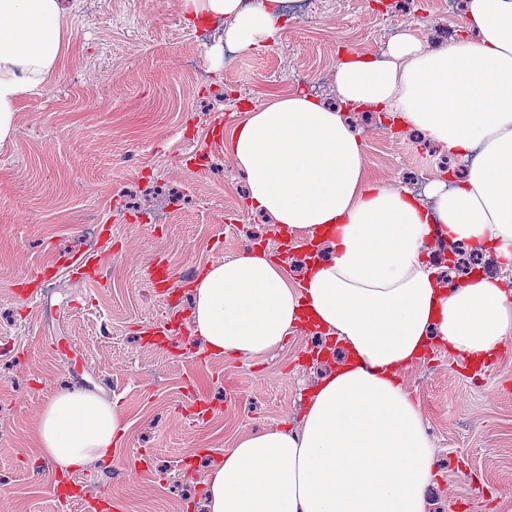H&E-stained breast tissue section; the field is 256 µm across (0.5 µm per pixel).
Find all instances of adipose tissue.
<instances>
[{
  "mask_svg": "<svg viewBox=\"0 0 512 512\" xmlns=\"http://www.w3.org/2000/svg\"><path fill=\"white\" fill-rule=\"evenodd\" d=\"M195 21L223 17L224 38L250 52L275 40L277 0H182ZM69 49L61 0H0V147L20 104ZM335 109L299 91L246 109L229 136L252 209L281 233L329 244L293 282L253 247L208 265L193 283V332L209 352L256 359L302 324L347 357L324 376L296 428L238 436L204 480L207 512H428L436 451L401 372L430 344L481 361L512 340V289L475 272L448 285L429 260L435 232L493 253L512 271V0H463L448 44L405 29L372 57L334 73ZM367 109L409 127L463 177L425 196L371 179L364 143L342 114ZM126 430L122 410L81 389L58 391L34 426L60 472L104 461Z\"/></svg>",
  "mask_w": 512,
  "mask_h": 512,
  "instance_id": "adipose-tissue-1",
  "label": "adipose tissue"
}]
</instances>
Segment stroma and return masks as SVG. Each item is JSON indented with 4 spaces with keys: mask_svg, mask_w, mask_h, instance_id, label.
Listing matches in <instances>:
<instances>
[{
    "mask_svg": "<svg viewBox=\"0 0 512 512\" xmlns=\"http://www.w3.org/2000/svg\"><path fill=\"white\" fill-rule=\"evenodd\" d=\"M63 6L61 72L0 147V512H200L210 466L241 434L298 426L342 356L308 324L255 360L212 355L193 333L208 264L258 241L303 274L299 249L246 204L232 126L272 94L335 98L339 58L377 55L409 26L435 42L460 15L433 0H308L276 43L231 53L223 20L189 22L182 0ZM349 118L372 178L419 193L443 173L418 134ZM403 377L437 446L429 512H512V341L479 363L436 346ZM64 387L118 400L111 464L61 475L39 457L34 421Z\"/></svg>",
    "mask_w": 512,
    "mask_h": 512,
    "instance_id": "stroma-1",
    "label": "stroma"
}]
</instances>
